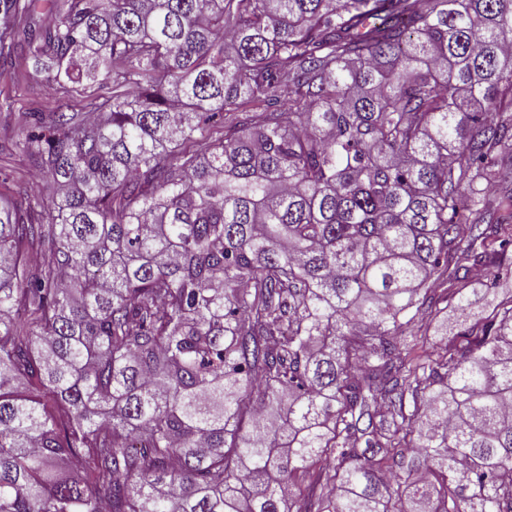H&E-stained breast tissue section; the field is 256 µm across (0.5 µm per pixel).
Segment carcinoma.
I'll list each match as a JSON object with an SVG mask.
<instances>
[{"label":"carcinoma","instance_id":"obj_1","mask_svg":"<svg viewBox=\"0 0 512 512\" xmlns=\"http://www.w3.org/2000/svg\"><path fill=\"white\" fill-rule=\"evenodd\" d=\"M36 2L0 512H512V0Z\"/></svg>","mask_w":512,"mask_h":512}]
</instances>
